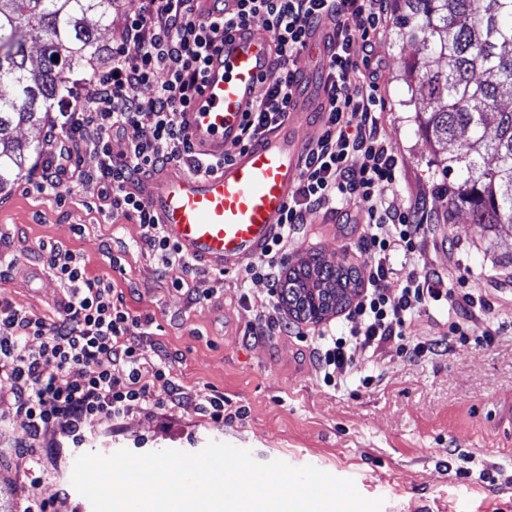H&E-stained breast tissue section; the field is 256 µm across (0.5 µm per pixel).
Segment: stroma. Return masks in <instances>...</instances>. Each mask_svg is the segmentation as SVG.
<instances>
[{"label":"stroma","instance_id":"obj_1","mask_svg":"<svg viewBox=\"0 0 512 512\" xmlns=\"http://www.w3.org/2000/svg\"><path fill=\"white\" fill-rule=\"evenodd\" d=\"M421 54L418 43L389 31L376 41L375 55L384 62L382 124L400 171L389 196L402 209L426 206L434 222L420 256L399 265L389 285L401 287L408 273L425 266L458 282L454 260L462 258L488 289L494 343L485 344L479 325L451 337L452 351L439 356L412 359L391 344L374 366L359 351L358 365L376 383L333 390L317 370L309 323L288 336L257 334L270 310L266 281L249 282L243 291L235 273L207 271L175 288L142 244L140 226L100 213L97 158L81 153L83 184L50 194L23 177L0 194V254L14 262L0 274V291L30 316L53 320L69 289L49 265L50 250L80 253L89 275L110 281L133 315L150 319L141 352L149 360L168 357L184 401L152 418L137 412L113 424L89 418L81 447L54 457L45 448L17 447L22 421L10 381H0V504L6 512H15L30 469H46L40 493L58 512H93L71 483L80 454L196 452L211 440L249 450L261 463L311 465L353 480L365 498L382 499V512H512V432L494 423L498 402L512 399V237H492L463 214L452 224L441 221L436 147L417 130L421 104L402 78ZM359 235V224L336 212L334 220L301 227L288 262L316 252L327 264L354 266L368 276ZM211 390L242 409V417L216 424L199 414L197 396Z\"/></svg>","mask_w":512,"mask_h":512}]
</instances>
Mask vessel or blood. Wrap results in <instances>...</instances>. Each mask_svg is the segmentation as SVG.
<instances>
[{
  "instance_id": "vessel-or-blood-1",
  "label": "vessel or blood",
  "mask_w": 512,
  "mask_h": 512,
  "mask_svg": "<svg viewBox=\"0 0 512 512\" xmlns=\"http://www.w3.org/2000/svg\"><path fill=\"white\" fill-rule=\"evenodd\" d=\"M307 56L311 71L324 70L323 30L311 36ZM276 58L269 33L227 32L211 50L201 89L183 115L193 151L221 160V167L202 174L173 164L128 186L147 202L169 241L212 270L240 267L277 235L303 163L298 128L326 105L323 85L308 87L280 126L225 160L247 113L255 111L261 82L273 72Z\"/></svg>"
}]
</instances>
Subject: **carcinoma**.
<instances>
[{
    "instance_id": "obj_1",
    "label": "carcinoma",
    "mask_w": 512,
    "mask_h": 512,
    "mask_svg": "<svg viewBox=\"0 0 512 512\" xmlns=\"http://www.w3.org/2000/svg\"><path fill=\"white\" fill-rule=\"evenodd\" d=\"M119 0H0V191L26 169L31 145L16 139L21 125L45 119L67 75L104 54L85 24L89 14L112 25ZM396 34L423 46L406 78L425 106L417 111L421 136L459 152L436 159L446 198L443 223L463 210L474 224L497 233L512 227V0H398ZM44 40L37 69L28 66V39ZM494 165L486 164V158ZM356 267H334L314 253L288 267L281 302L298 321L338 312L358 287Z\"/></svg>"
}]
</instances>
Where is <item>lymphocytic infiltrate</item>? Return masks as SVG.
<instances>
[{
    "label": "lymphocytic infiltrate",
    "mask_w": 512,
    "mask_h": 512,
    "mask_svg": "<svg viewBox=\"0 0 512 512\" xmlns=\"http://www.w3.org/2000/svg\"><path fill=\"white\" fill-rule=\"evenodd\" d=\"M213 10V17L204 19L196 15L194 0H141L139 10L126 17L124 39L113 46L106 69L73 86L53 118L40 149L38 188L53 192L82 182L79 154L92 148L102 186L100 211L135 220L162 269L197 275L198 264L166 239L148 205L127 192V184L170 163L205 173L220 168V161L195 155L181 114L200 89L209 51L225 33L249 27L260 16L279 50L277 69L265 80V94L245 122L240 143L246 146L287 118L294 89L301 84L293 62L304 52L310 29L327 18L333 30L322 75L328 105L319 116L320 134L306 149L278 234L241 274L242 280L269 285L271 315L264 328L290 330L277 294L288 245L299 226L316 213L350 206L365 216L360 254L370 273L342 328L322 329L312 341L326 386L373 383V376H361L354 364L357 349L374 358L393 343L410 356L439 354L442 339L416 334L422 311L447 310L454 333L486 323L491 311L486 292L477 287L456 292L438 271L425 268L409 274L400 288L387 286L394 257L419 253L430 216L418 206L400 210L388 195L397 180L398 157L377 110L383 62L372 56L387 24L384 0H238L234 14H225L218 4ZM145 85L153 87L151 97L139 95ZM130 126L139 129V136L125 154L113 156V135ZM49 261L70 285L58 321L29 317L0 296V377L14 384L15 413L25 422L22 447L36 442L50 448L66 442L77 446L87 418L114 422L134 411L154 416L177 406L178 390H171L165 401L154 397L158 382H170L171 366L166 357L150 361L142 356L140 340L148 321L132 316L111 284L88 276L72 250L51 249ZM33 337L40 339L39 348L29 347ZM75 367L79 375L59 385L58 374Z\"/></svg>",
    "instance_id": "obj_1"
}]
</instances>
